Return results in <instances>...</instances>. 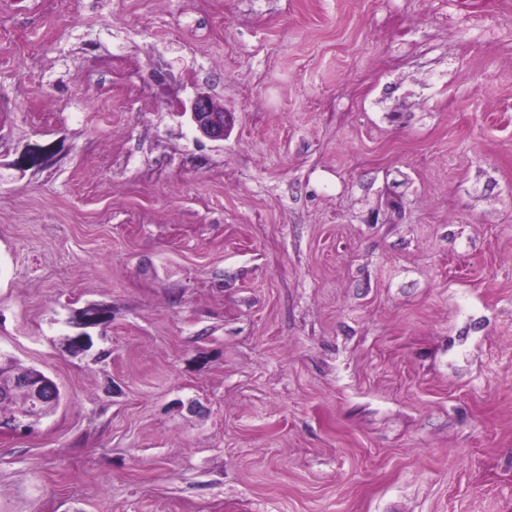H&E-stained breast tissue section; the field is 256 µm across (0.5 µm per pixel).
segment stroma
<instances>
[{
  "label": "stroma",
  "instance_id": "1",
  "mask_svg": "<svg viewBox=\"0 0 512 512\" xmlns=\"http://www.w3.org/2000/svg\"><path fill=\"white\" fill-rule=\"evenodd\" d=\"M0 356V512H512V0H0ZM188 113L191 121L204 137L213 140L224 138L227 126L224 112L216 108L210 95L204 92L197 93L190 103ZM21 384L26 387L29 398L24 389L17 387L7 400L0 399V419L1 417H14L18 412L25 411L28 407L29 400L32 411L24 413L21 418H14L8 421L3 419L0 421V431H16L21 428L30 427L35 421L42 417L45 408L50 406V403H55L57 400L59 394L58 389L54 382L49 379L31 377L27 380H22Z\"/></svg>",
  "mask_w": 512,
  "mask_h": 512
}]
</instances>
